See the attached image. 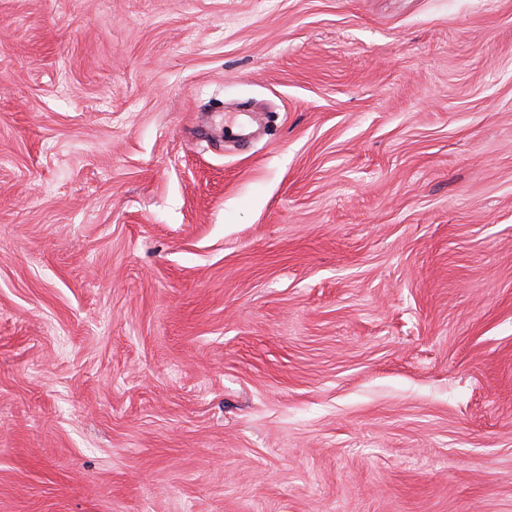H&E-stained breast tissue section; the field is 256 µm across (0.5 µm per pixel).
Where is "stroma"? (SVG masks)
<instances>
[{"instance_id": "1", "label": "stroma", "mask_w": 512, "mask_h": 512, "mask_svg": "<svg viewBox=\"0 0 512 512\" xmlns=\"http://www.w3.org/2000/svg\"><path fill=\"white\" fill-rule=\"evenodd\" d=\"M0 512H512V0H0Z\"/></svg>"}]
</instances>
